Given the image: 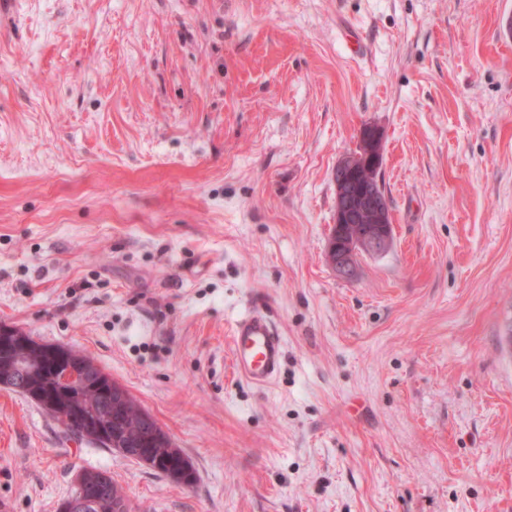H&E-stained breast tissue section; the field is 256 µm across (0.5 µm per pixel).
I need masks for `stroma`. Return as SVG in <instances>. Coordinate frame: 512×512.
Instances as JSON below:
<instances>
[{
	"mask_svg": "<svg viewBox=\"0 0 512 512\" xmlns=\"http://www.w3.org/2000/svg\"><path fill=\"white\" fill-rule=\"evenodd\" d=\"M382 133L393 242L326 260ZM264 306L277 378L235 373ZM81 351L196 471L0 386V512L83 469L133 512H512V0H17L0 17V324ZM363 138L368 144L367 152L362 156V147L360 144H358L357 149L349 155V158H351L353 161H358L359 159H357V156H362L361 165L363 168L378 170L380 155L382 153V150L380 149L381 135L376 129L367 127L365 129V133L363 134ZM365 169L362 170V173L365 178H368L371 175V171ZM230 343L233 367L241 379L263 387L279 373L285 358L284 340L263 306H253L235 321ZM158 425V424H157ZM148 461L136 460L164 474L172 481L191 486L195 480V470L180 448H177L171 437L158 425V438L154 439Z\"/></svg>",
	"mask_w": 512,
	"mask_h": 512,
	"instance_id": "35a3bbf8",
	"label": "stroma"
}]
</instances>
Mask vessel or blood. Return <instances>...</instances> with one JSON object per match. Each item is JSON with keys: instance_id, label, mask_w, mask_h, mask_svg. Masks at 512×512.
Instances as JSON below:
<instances>
[{"instance_id": "obj_1", "label": "vessel or blood", "mask_w": 512, "mask_h": 512, "mask_svg": "<svg viewBox=\"0 0 512 512\" xmlns=\"http://www.w3.org/2000/svg\"><path fill=\"white\" fill-rule=\"evenodd\" d=\"M230 343L233 367L241 379L263 387L279 373L285 358L284 340L264 307H252L235 321Z\"/></svg>"}]
</instances>
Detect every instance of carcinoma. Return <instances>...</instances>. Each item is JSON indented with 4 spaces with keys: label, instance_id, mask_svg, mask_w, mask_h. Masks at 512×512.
<instances>
[{
    "label": "carcinoma",
    "instance_id": "cac0c4a2",
    "mask_svg": "<svg viewBox=\"0 0 512 512\" xmlns=\"http://www.w3.org/2000/svg\"><path fill=\"white\" fill-rule=\"evenodd\" d=\"M14 355L0 357V379L8 380L13 373L22 372L30 390L40 391L54 397L57 409L81 417V425L75 429H65L67 435L78 440L87 439L105 444L114 435L121 438V447L138 448L142 436V416L146 413L135 399L93 361L83 353L60 345L39 343L26 335L12 337ZM68 359L78 360L89 369V385L80 389H69L60 385L54 374L52 362L57 353ZM107 384L122 394L113 402L103 400L99 383ZM55 409V410H57ZM48 408L46 412L54 414ZM147 466L164 474L172 481L190 486L196 480L195 470L183 451L175 445L171 437L158 430ZM92 512H131V505L122 488L111 482L109 489L102 494Z\"/></svg>",
    "mask_w": 512,
    "mask_h": 512
}]
</instances>
